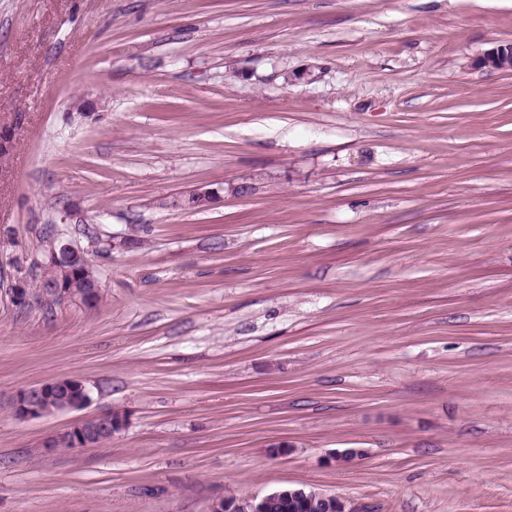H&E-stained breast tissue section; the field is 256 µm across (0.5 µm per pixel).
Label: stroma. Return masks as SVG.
Instances as JSON below:
<instances>
[{"instance_id": "35a3bbf8", "label": "stroma", "mask_w": 512, "mask_h": 512, "mask_svg": "<svg viewBox=\"0 0 512 512\" xmlns=\"http://www.w3.org/2000/svg\"><path fill=\"white\" fill-rule=\"evenodd\" d=\"M507 43L512 0H0V512H512ZM49 225L96 309L13 304ZM510 61H512V45H501L485 53L480 59V66L488 71H509L512 69ZM89 399L86 387L79 380L57 378L19 390L12 404V412L20 421L41 419L80 409ZM125 426L121 414L112 411L101 412L79 420L62 432L48 437L42 444L45 453L55 452V448L82 450L97 447L101 442L110 441L112 434ZM70 444L75 448H66ZM292 488H286L288 490ZM292 501L297 505H302L305 508H313L325 510L324 512H356L354 508L348 505L347 501L332 495H326L314 490L294 489L288 491V495ZM283 492L276 490L263 496H249L242 499H235L234 502L228 504L229 498H220L212 502V512H265L266 503L270 497L278 496Z\"/></svg>"}]
</instances>
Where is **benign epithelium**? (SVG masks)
Returning a JSON list of instances; mask_svg holds the SVG:
<instances>
[{"label":"benign epithelium","mask_w":512,"mask_h":512,"mask_svg":"<svg viewBox=\"0 0 512 512\" xmlns=\"http://www.w3.org/2000/svg\"><path fill=\"white\" fill-rule=\"evenodd\" d=\"M480 66L488 71H509L512 69V46L501 45L485 53L480 59ZM215 191L206 186L195 189L188 198V206L201 208L210 205ZM83 262L84 279L95 284L88 288L76 281L67 285H59L50 292L67 303H76L85 308L94 307V295L100 291L96 286L93 268L85 253L73 246L57 234L42 241L41 255L33 264H46L60 270L70 268L75 260ZM90 399L86 387L77 379L64 377L43 384L21 389L12 404L13 416L20 421H29L49 417L61 412L77 410ZM125 419L122 415L106 411L79 420L62 432L48 437L42 444L43 451L52 453L57 448L70 444L76 448H94L112 440V434L123 429ZM276 490L263 496H249L237 499L232 503L220 498L212 502L211 512H264L269 498L278 496ZM292 501L305 508L317 507L322 512H355L347 501L332 495L314 490L294 489L290 491Z\"/></svg>","instance_id":"benign-epithelium-1"}]
</instances>
